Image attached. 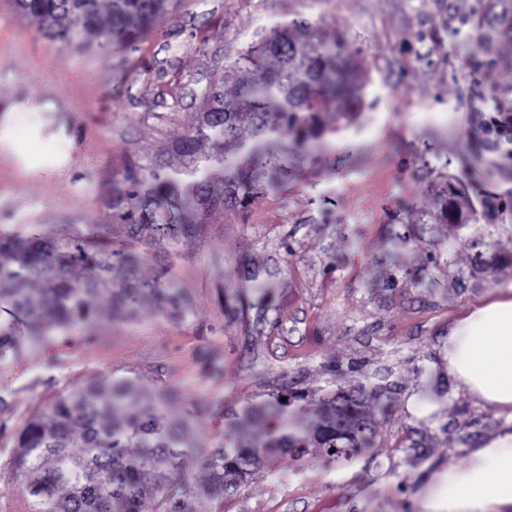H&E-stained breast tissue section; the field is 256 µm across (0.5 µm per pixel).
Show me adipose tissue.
<instances>
[{
	"label": "adipose tissue",
	"mask_w": 512,
	"mask_h": 512,
	"mask_svg": "<svg viewBox=\"0 0 512 512\" xmlns=\"http://www.w3.org/2000/svg\"><path fill=\"white\" fill-rule=\"evenodd\" d=\"M44 108L30 98L0 102V154L29 170L40 163L18 148L14 129L21 113ZM444 360L457 388L475 405L493 406L503 424L422 492L420 512H512V288L492 291L451 325Z\"/></svg>",
	"instance_id": "obj_1"
}]
</instances>
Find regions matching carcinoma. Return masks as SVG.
Returning <instances> with one entry per match:
<instances>
[{
	"instance_id": "1",
	"label": "carcinoma",
	"mask_w": 512,
	"mask_h": 512,
	"mask_svg": "<svg viewBox=\"0 0 512 512\" xmlns=\"http://www.w3.org/2000/svg\"><path fill=\"white\" fill-rule=\"evenodd\" d=\"M13 3L43 34L75 50L89 47L88 34L100 28L113 45L130 46L178 6V0ZM298 27L302 38L293 34ZM231 68L232 96L224 93V72L215 74L189 134L113 178L106 204L131 238L176 247L212 213L240 215L271 187H288L298 159L324 152L363 109L365 62L347 57L342 40L321 38L303 19L263 29ZM341 98L349 110L336 111ZM244 111L251 116L246 128ZM169 154L183 157L185 167L170 168ZM216 182L224 184L220 195L211 190ZM142 261L136 250H113L98 224L62 237L42 228L0 229V305L26 319L23 329L0 320V357H17L101 316L132 318L145 305L184 313L188 303L178 288L139 277ZM117 265L126 271L120 282L112 278ZM373 398L360 388L327 391L302 418L290 410L293 393H273L239 415L242 423L264 425L262 440L242 435L233 447L204 457L187 422L173 417L169 390L106 375L60 394L50 422L38 413L28 419L16 439V468L32 512H205V502L236 494L277 452L300 460L313 447L336 463L351 461L374 437L366 414ZM197 465L208 479L190 492L186 482Z\"/></svg>"
}]
</instances>
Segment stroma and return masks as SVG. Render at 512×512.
<instances>
[{
	"instance_id": "stroma-1",
	"label": "stroma",
	"mask_w": 512,
	"mask_h": 512,
	"mask_svg": "<svg viewBox=\"0 0 512 512\" xmlns=\"http://www.w3.org/2000/svg\"><path fill=\"white\" fill-rule=\"evenodd\" d=\"M306 19L364 60L366 107L330 151L238 219L213 214L177 249L145 244L144 278L189 296L179 316L105 317L0 365V512H30L15 438L64 388L107 373L173 387L176 416L207 450L267 394L362 387L374 445L351 462L280 456L210 512H417L415 494L502 420L458 391L441 349L452 320L512 287V145L491 121L512 107V0H182L136 44L88 49L45 37L0 0V101L32 96L17 137L44 161L0 155V229L60 235L104 225L126 164L187 134L212 73L256 32ZM264 282V304L232 314Z\"/></svg>"
}]
</instances>
